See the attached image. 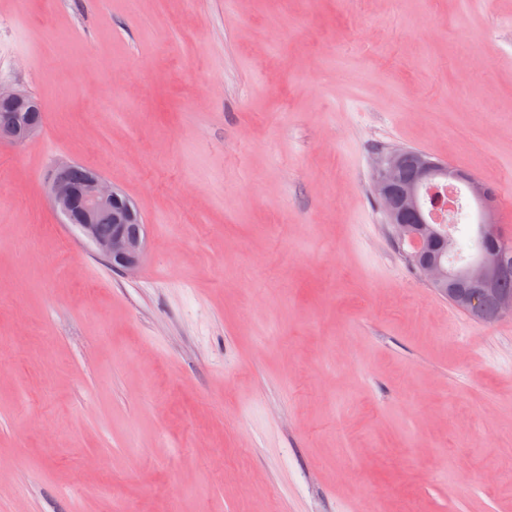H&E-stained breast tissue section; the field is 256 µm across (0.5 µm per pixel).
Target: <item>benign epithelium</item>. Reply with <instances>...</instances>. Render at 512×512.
Masks as SVG:
<instances>
[{"instance_id": "1", "label": "benign epithelium", "mask_w": 512, "mask_h": 512, "mask_svg": "<svg viewBox=\"0 0 512 512\" xmlns=\"http://www.w3.org/2000/svg\"><path fill=\"white\" fill-rule=\"evenodd\" d=\"M0 101L23 107L35 103L29 94L0 87ZM38 127L24 112H14L0 123V144L20 145L33 140ZM75 161L54 163L50 197L64 222L74 227L112 268L134 274L142 263L146 233L139 211L96 170L86 169L75 181ZM464 181L477 207V223L484 248L461 267L448 265L454 238L431 223L423 206V189L433 183ZM373 191L392 227L393 239L407 247L406 258L420 278L448 300L484 322L512 315V293L495 288L512 272V239L495 220L496 198L489 185L466 171L422 152L394 149L378 158Z\"/></svg>"}]
</instances>
